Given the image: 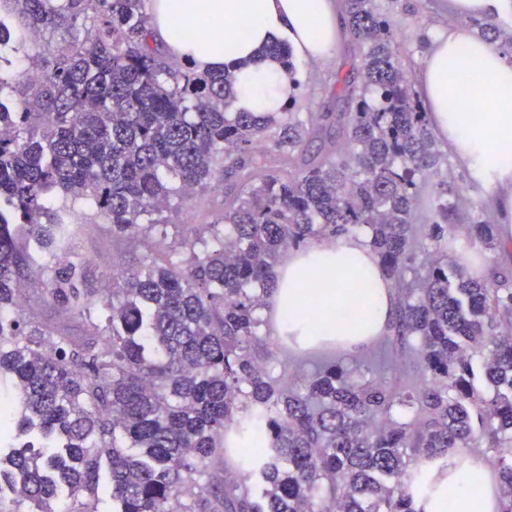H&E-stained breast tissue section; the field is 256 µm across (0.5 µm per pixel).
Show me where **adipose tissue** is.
I'll return each mask as SVG.
<instances>
[{
    "instance_id": "adipose-tissue-1",
    "label": "adipose tissue",
    "mask_w": 512,
    "mask_h": 512,
    "mask_svg": "<svg viewBox=\"0 0 512 512\" xmlns=\"http://www.w3.org/2000/svg\"><path fill=\"white\" fill-rule=\"evenodd\" d=\"M512 0H448L454 25L441 29L418 71V85L430 122L449 152L487 188L502 240L512 246V59L463 26L466 18L484 19L502 12ZM153 39L168 55L201 71L229 69L236 76L232 109L280 111L291 83L281 63L263 56L264 46L282 41L295 55L320 61L337 44L342 16L336 0H147ZM220 15L222 26L203 36L196 21ZM249 21L248 38L235 26ZM480 68L478 87L461 86L464 74ZM479 106L476 120L461 123L460 112ZM333 282L325 296L299 291L297 275ZM395 291L377 255L360 236L322 238L290 249L276 271L266 298V331L310 350L334 343L361 349L392 328ZM497 474L483 457L447 477L436 494L419 500L421 512H500Z\"/></svg>"
}]
</instances>
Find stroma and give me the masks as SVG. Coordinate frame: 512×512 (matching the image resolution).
<instances>
[{
  "mask_svg": "<svg viewBox=\"0 0 512 512\" xmlns=\"http://www.w3.org/2000/svg\"><path fill=\"white\" fill-rule=\"evenodd\" d=\"M375 5L390 21L396 33L404 64L410 73H417L434 33L451 22L445 0H375ZM357 53V46L350 34L346 33L321 61L310 62L295 58L298 77L302 82L296 96L297 111H346V102L336 95V73L348 70ZM449 168L455 187L467 200L466 206L459 213L462 224L481 220L495 223L496 218L485 203L484 187L473 180L457 162H450ZM220 209L219 196L198 197L190 208L182 212L176 224L167 227L165 246L178 245L188 225L210 223ZM78 215L85 230L76 243V252L85 260L92 282H99L101 277L115 270L138 267L140 250L113 245L107 224L96 217L93 208L80 206ZM447 255L450 266H463L474 275L489 267H512V252L486 250L478 240L458 230L448 235ZM279 355L286 360L289 382L298 385L302 384L315 363L334 359L343 360L352 370L354 378L366 377L390 386L410 385L420 377L413 356L402 352L395 337L390 334L356 352L330 347L304 353L283 349Z\"/></svg>",
  "mask_w": 512,
  "mask_h": 512,
  "instance_id": "1",
  "label": "stroma"
}]
</instances>
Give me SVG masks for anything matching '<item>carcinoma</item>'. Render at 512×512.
<instances>
[{"instance_id":"1","label":"carcinoma","mask_w":512,"mask_h":512,"mask_svg":"<svg viewBox=\"0 0 512 512\" xmlns=\"http://www.w3.org/2000/svg\"><path fill=\"white\" fill-rule=\"evenodd\" d=\"M0 29V495L55 512H417L448 457L484 448L512 512V274L448 271L462 196L374 0H348L359 54L336 78L348 112H232L231 73L170 63L143 0H4ZM478 34H512L476 20ZM53 56L44 66L29 43ZM25 53L28 67L13 68ZM262 53L296 65L289 46ZM335 120L343 142L307 143ZM437 187L429 213L420 207ZM220 193L181 249L165 213ZM87 202L146 255L112 276L105 319L75 252ZM364 227L400 296L394 336L422 374L389 389L329 362L293 389L273 374L261 310L281 254ZM430 246L418 261V231ZM489 250L499 226L469 225ZM38 286L25 313L21 285ZM243 451L221 462L224 434Z\"/></svg>"}]
</instances>
